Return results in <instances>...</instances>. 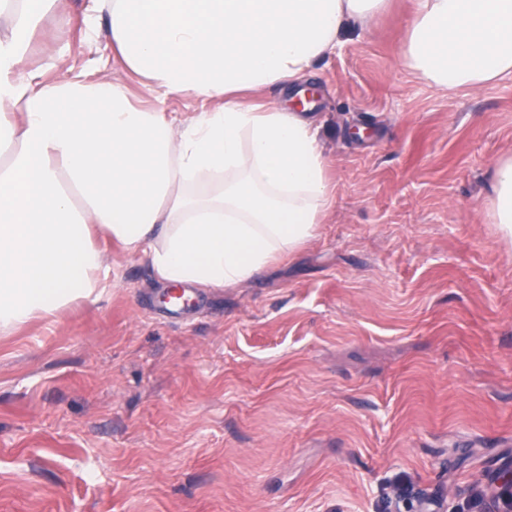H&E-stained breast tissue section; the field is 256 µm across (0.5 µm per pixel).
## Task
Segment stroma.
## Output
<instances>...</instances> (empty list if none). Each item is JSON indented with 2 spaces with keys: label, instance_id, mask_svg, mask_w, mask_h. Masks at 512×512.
Instances as JSON below:
<instances>
[{
  "label": "stroma",
  "instance_id": "1",
  "mask_svg": "<svg viewBox=\"0 0 512 512\" xmlns=\"http://www.w3.org/2000/svg\"><path fill=\"white\" fill-rule=\"evenodd\" d=\"M64 0L34 65L122 75ZM407 0L302 80L335 189L316 239L178 319L100 234L94 299L0 335V512H512V245L488 218L512 75L441 90L403 66ZM66 46L60 67L44 63Z\"/></svg>",
  "mask_w": 512,
  "mask_h": 512
}]
</instances>
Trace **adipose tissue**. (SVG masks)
<instances>
[{"instance_id":"1","label":"adipose tissue","mask_w":512,"mask_h":512,"mask_svg":"<svg viewBox=\"0 0 512 512\" xmlns=\"http://www.w3.org/2000/svg\"><path fill=\"white\" fill-rule=\"evenodd\" d=\"M61 0H0V332L99 292L106 232L164 284L232 287L319 234L332 188L304 115L251 102L294 82L387 0H98L110 42L149 94L209 102L179 120L121 79L40 80L31 34ZM405 64L441 89L512 74V0H409ZM490 220L512 244V156Z\"/></svg>"}]
</instances>
